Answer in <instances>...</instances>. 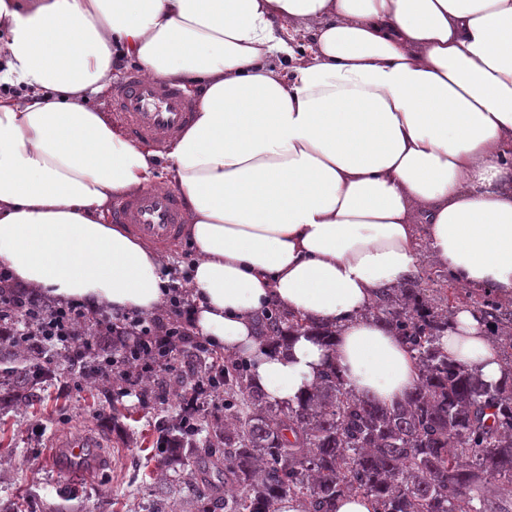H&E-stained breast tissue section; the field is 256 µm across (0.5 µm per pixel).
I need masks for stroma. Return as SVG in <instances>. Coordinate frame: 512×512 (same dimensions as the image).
<instances>
[{
  "instance_id": "1",
  "label": "stroma",
  "mask_w": 512,
  "mask_h": 512,
  "mask_svg": "<svg viewBox=\"0 0 512 512\" xmlns=\"http://www.w3.org/2000/svg\"><path fill=\"white\" fill-rule=\"evenodd\" d=\"M40 401L0 410V507L25 499L29 512H43L62 491L74 493L78 512H151L161 470L157 424L160 410L141 403L140 393L112 400L89 384L68 382L67 365L53 364ZM91 430L112 444V467L88 481L58 479L48 454V438L58 431Z\"/></svg>"
}]
</instances>
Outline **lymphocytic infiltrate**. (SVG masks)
<instances>
[{"label": "lymphocytic infiltrate", "mask_w": 512, "mask_h": 512, "mask_svg": "<svg viewBox=\"0 0 512 512\" xmlns=\"http://www.w3.org/2000/svg\"><path fill=\"white\" fill-rule=\"evenodd\" d=\"M169 292L164 313L104 315L79 303L55 305L0 270V340L32 335L44 348L68 349L77 385L128 365L140 375L171 369L174 351L206 353L211 344L192 334L182 291L173 286Z\"/></svg>", "instance_id": "lymphocytic-infiltrate-1"}]
</instances>
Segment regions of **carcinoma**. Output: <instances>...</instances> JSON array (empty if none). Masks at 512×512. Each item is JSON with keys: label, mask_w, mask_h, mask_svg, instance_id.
<instances>
[{"label": "carcinoma", "mask_w": 512, "mask_h": 512, "mask_svg": "<svg viewBox=\"0 0 512 512\" xmlns=\"http://www.w3.org/2000/svg\"><path fill=\"white\" fill-rule=\"evenodd\" d=\"M477 312L497 329L512 326V311L489 294ZM366 316L394 331L418 371L414 390L391 407L347 386L332 366L306 397L273 403L253 384L254 361L244 355L208 367L209 391L224 394V418L212 422L197 406L200 357L177 352L185 364L178 377L112 376L114 397L133 383L158 407L182 405L159 423L163 471L184 473L209 456L224 463V498L206 499L189 476L180 512H278L285 500L302 512H337L350 495L370 500L373 512H512L496 506L488 490L496 483L512 493V356L509 376L494 385L450 360L441 343L450 310L414 276L381 291ZM259 329L275 348L293 333H330L277 308ZM2 362L0 410L37 400L51 371L35 339L0 344Z\"/></svg>", "instance_id": "obj_1"}]
</instances>
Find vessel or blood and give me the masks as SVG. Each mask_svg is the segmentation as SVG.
Returning <instances> with one entry per match:
<instances>
[{"label": "vessel or blood", "mask_w": 512, "mask_h": 512, "mask_svg": "<svg viewBox=\"0 0 512 512\" xmlns=\"http://www.w3.org/2000/svg\"><path fill=\"white\" fill-rule=\"evenodd\" d=\"M109 104L128 138L159 150L192 121L195 109L188 90L161 79H144L135 72L113 85ZM110 218L160 247L178 241L184 229L182 202L172 189L118 199ZM49 456L63 476L77 471L93 478L112 467L110 449L91 431L55 435Z\"/></svg>", "instance_id": "obj_1"}]
</instances>
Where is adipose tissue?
Instances as JSON below:
<instances>
[{
    "mask_svg": "<svg viewBox=\"0 0 512 512\" xmlns=\"http://www.w3.org/2000/svg\"><path fill=\"white\" fill-rule=\"evenodd\" d=\"M305 28L308 45L286 40ZM0 269L61 302L150 313L165 258L107 220L159 188L153 151L91 108L120 59L201 88L172 142L184 197L193 330L255 361L270 400L326 363L391 406L418 371L366 318L416 273L420 247L465 288L512 300V0H0ZM337 327L287 349L257 336L269 305ZM489 326L454 309L442 344L488 383Z\"/></svg>",
    "mask_w": 512,
    "mask_h": 512,
    "instance_id": "obj_1",
    "label": "adipose tissue"
}]
</instances>
